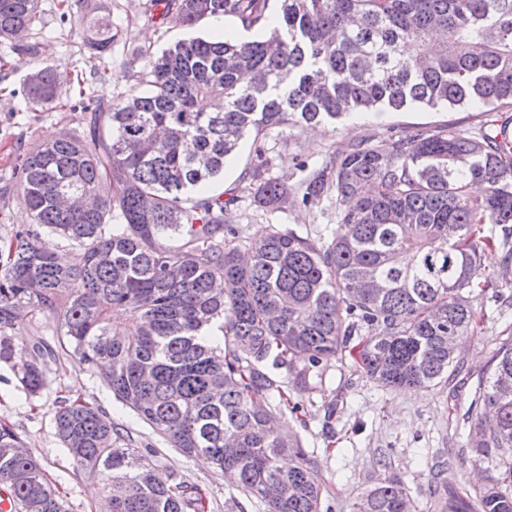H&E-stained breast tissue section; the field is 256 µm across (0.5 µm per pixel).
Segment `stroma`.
I'll return each instance as SVG.
<instances>
[{
  "label": "stroma",
  "instance_id": "35a3bbf8",
  "mask_svg": "<svg viewBox=\"0 0 512 512\" xmlns=\"http://www.w3.org/2000/svg\"><path fill=\"white\" fill-rule=\"evenodd\" d=\"M149 6L150 0H97L98 16L118 33L108 60L112 72L81 88L77 73H90L99 64L84 46L85 24L77 15L61 18L57 0H39L42 31L28 35L27 40L36 43L40 64L61 69L58 94L67 105L56 111H29L25 86L28 66L0 70L1 245L30 224L24 192L15 176L23 154L64 134L83 135L86 115L74 108L80 98L109 104L136 87L137 80L127 63L140 47L159 52L191 35L241 40L261 36L259 30H244L230 17L202 20L190 31L170 22H151L146 16ZM479 121L475 113L438 107L353 114L325 130L275 129L260 141H244L224 167V186L239 187L240 175L259 146L272 162V175L294 188L304 176L297 167L299 161L317 167L337 146L388 131L431 129L448 122L467 128ZM336 222V208L328 202L313 209L293 205L269 216L256 214L244 204L232 210L230 218L231 226L252 240L274 226L312 239L325 238ZM494 270L493 285H476L470 290L469 297L482 320L465 337L457 354L460 369L449 378L447 387L384 389L367 379L346 354L328 364L321 390H291L293 401L299 402L304 412L298 417L284 410L278 412L277 420L285 434L299 440L318 472L324 486L323 505L329 512H349L354 496L389 475L407 483L420 512H431L430 469L443 460L452 464L456 480L464 486L481 483L482 475L474 469L465 447L475 428L471 404L476 386L488 374L496 350L512 339V257L496 256ZM64 397L100 404L112 422L130 435L135 447L153 449L152 461L161 472L199 485L212 504L211 512H263L260 503L244 498L216 474L205 457H188L172 448L72 357L48 363L46 384L34 396L23 388L9 365L1 364L0 422L10 424L21 436L67 500L70 512H96L97 501L56 436L55 413ZM331 402L336 405V414L329 419L325 410Z\"/></svg>",
  "mask_w": 512,
  "mask_h": 512
}]
</instances>
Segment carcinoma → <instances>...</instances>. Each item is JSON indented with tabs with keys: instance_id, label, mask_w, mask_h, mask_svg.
<instances>
[{
	"instance_id": "obj_1",
	"label": "carcinoma",
	"mask_w": 512,
	"mask_h": 512,
	"mask_svg": "<svg viewBox=\"0 0 512 512\" xmlns=\"http://www.w3.org/2000/svg\"><path fill=\"white\" fill-rule=\"evenodd\" d=\"M192 28L231 17L256 40L194 37L142 48V91L89 111L87 138L63 135L20 167L32 224L0 247V363L31 395L50 351L17 356L20 312L56 319L62 353L186 456L204 455L265 512H321L323 485L299 443L270 425L271 406L301 409L268 370L304 390L347 350L385 388H434L456 370L448 337L476 322L465 292L512 238V136L454 123L373 135L336 148L291 189L262 149L241 183L250 206H336L331 236L272 229L246 240L226 225L233 190L207 192L249 135L333 123L361 112H512V0H152ZM88 19L89 50L112 51L95 0H59ZM37 0H0V62L26 60L33 112L57 106V73L17 36L39 27ZM216 109L204 112L199 100ZM501 228L502 236L485 226ZM67 242L45 250L41 230ZM128 320L124 333L110 317ZM472 462L495 475L475 497L433 470L435 512H512V340L473 402ZM58 438L112 512H206L200 489L160 472L106 412L80 400L55 414ZM0 483L19 512H70L20 435L0 423ZM350 512H417L398 476Z\"/></svg>"
}]
</instances>
